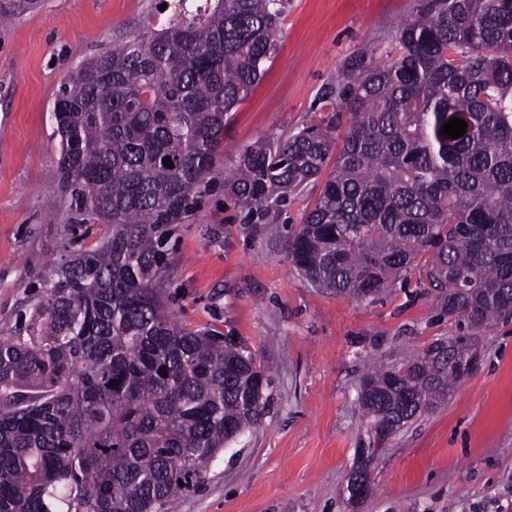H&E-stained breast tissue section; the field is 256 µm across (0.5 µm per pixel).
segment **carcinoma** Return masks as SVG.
Returning a JSON list of instances; mask_svg holds the SVG:
<instances>
[{
	"instance_id": "cac0c4a2",
	"label": "carcinoma",
	"mask_w": 512,
	"mask_h": 512,
	"mask_svg": "<svg viewBox=\"0 0 512 512\" xmlns=\"http://www.w3.org/2000/svg\"><path fill=\"white\" fill-rule=\"evenodd\" d=\"M193 2L172 0L167 23L81 61L53 103L67 200L112 236L43 280L0 336V512H164L263 415L267 364L179 324L160 281L169 226L196 208L286 3ZM396 43L320 123L224 168V195L261 220L323 180L292 234L262 227L311 283L372 300L420 261L460 329L455 345L364 377L376 447L347 477L360 485L376 449L447 403L481 337L512 320V0H443ZM453 117L467 123L458 139L441 133Z\"/></svg>"
}]
</instances>
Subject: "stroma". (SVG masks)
Segmentation results:
<instances>
[{"mask_svg": "<svg viewBox=\"0 0 512 512\" xmlns=\"http://www.w3.org/2000/svg\"><path fill=\"white\" fill-rule=\"evenodd\" d=\"M0 0V335L38 284L111 225L69 207L50 112L69 70L169 17L161 0ZM430 0H288L265 74L224 127V157L318 123L347 70L397 54L400 25ZM161 294L187 329L235 337L271 368L260 424L213 460L205 487L165 512H506L512 507V323L484 336L452 397L388 439L371 489L348 503L356 451L373 445L358 403L364 367L456 335L419 273L375 300L304 279L224 195V166L170 230Z\"/></svg>", "mask_w": 512, "mask_h": 512, "instance_id": "obj_1", "label": "stroma"}]
</instances>
